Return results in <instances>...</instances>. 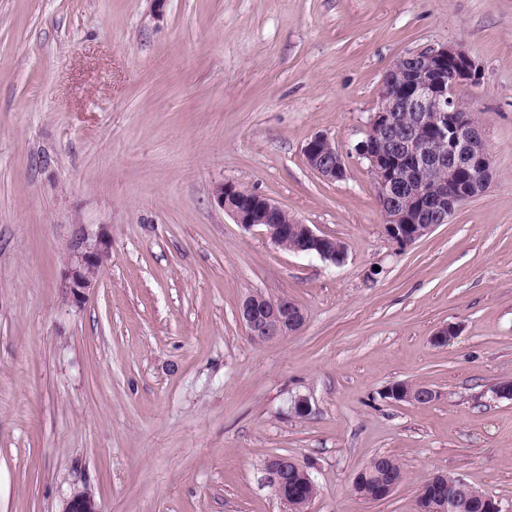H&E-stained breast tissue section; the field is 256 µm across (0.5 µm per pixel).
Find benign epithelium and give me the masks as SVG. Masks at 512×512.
Wrapping results in <instances>:
<instances>
[{"instance_id": "7a95c632", "label": "benign epithelium", "mask_w": 512, "mask_h": 512, "mask_svg": "<svg viewBox=\"0 0 512 512\" xmlns=\"http://www.w3.org/2000/svg\"><path fill=\"white\" fill-rule=\"evenodd\" d=\"M479 77L478 63L461 47L446 45L427 52L404 56L387 71L378 94L375 112L369 118L365 140L356 153L368 160L387 237L399 246L409 245L426 236L448 218L470 193L482 192L491 172V156L482 124L476 116L458 106L454 89L464 83L473 84ZM424 128L430 138L420 136ZM309 167L322 178L336 182L344 179L346 165L343 153L324 133L312 136L304 146ZM448 173V179L435 187L425 186L424 174L431 167ZM413 174L402 184L404 173ZM470 175V188L456 183ZM253 192L232 182H223L213 191L217 205L235 223L250 230L264 229V235L275 245L288 237V225L313 244L316 256L336 263V251L324 247L328 236L317 233L288 214L275 201L262 197L254 207ZM112 240L104 233H82L64 270V288L68 300L79 306L95 286L100 271L110 258ZM238 316L248 335L258 343L270 342L299 331L305 322L302 308L290 297L269 300L259 293L248 295L241 303ZM395 402L429 404L438 392L427 386L424 391L389 393ZM282 460L273 457L267 465L275 494L288 502V486L281 478ZM466 491L478 498L485 512H499L494 501L463 479L448 486V492L436 493L434 512H451L457 492ZM63 512H99L95 495L88 489L76 492Z\"/></svg>"}]
</instances>
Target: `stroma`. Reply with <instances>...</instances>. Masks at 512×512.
<instances>
[{
    "label": "stroma",
    "instance_id": "1",
    "mask_svg": "<svg viewBox=\"0 0 512 512\" xmlns=\"http://www.w3.org/2000/svg\"><path fill=\"white\" fill-rule=\"evenodd\" d=\"M448 44L480 68L456 94L491 177L400 247L354 147L393 64ZM317 133L343 180L307 165ZM226 181L344 262L235 224L212 199ZM84 232L112 257L77 307L62 274ZM256 291L303 327L254 342L237 312ZM507 379L512 0H0V512H63L85 488L100 512H288L279 455L309 466L310 512H417L436 473L512 512ZM399 382L439 396L386 398ZM380 454L404 479L369 502L352 480ZM303 155L309 167L325 180L336 182L344 179L345 158L327 134L312 136L304 146Z\"/></svg>",
    "mask_w": 512,
    "mask_h": 512
}]
</instances>
